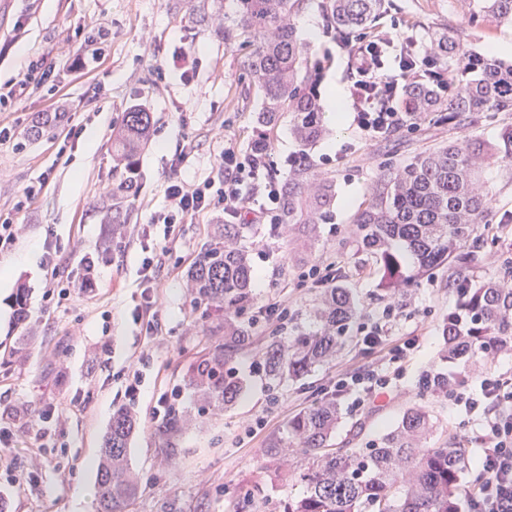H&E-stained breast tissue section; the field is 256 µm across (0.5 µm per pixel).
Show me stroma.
I'll return each instance as SVG.
<instances>
[{
  "label": "stroma",
  "instance_id": "stroma-1",
  "mask_svg": "<svg viewBox=\"0 0 512 512\" xmlns=\"http://www.w3.org/2000/svg\"><path fill=\"white\" fill-rule=\"evenodd\" d=\"M235 13V0H0V83L14 77L21 66L40 57L55 58L62 98L52 102L46 89L26 88L17 109L0 112V122L13 125L15 141L0 143V212L21 224L14 250L0 254V344L29 340L23 360L0 355V427L13 423L16 412L35 416L52 411L50 435L45 441L36 479H29L22 463L33 447L26 435H17L6 458L17 461L15 486L0 488L9 512H95L93 488L103 436L113 413L133 412L139 427L130 441V466L139 492L129 512H283L285 503L303 491L301 485L272 483L265 469L266 446L283 435L290 416L308 408L320 390L330 387L338 369L380 363L389 349L418 337V347L398 364L395 389L363 410L351 413L349 397L336 441L348 448H368L385 434L412 404L429 407L439 421L435 444L450 442L466 448L469 464L460 478L463 492L478 480L480 451L470 437L479 428V414L466 412L420 387L422 379L440 370L441 323L454 309L448 271L441 268L416 285L398 292L400 307L384 347L369 351L355 342L335 364L316 370L298 382L275 384L250 373L260 351L240 361L248 371L249 387L232 406L200 411L182 378L205 348L221 340L216 309L194 306L185 274L210 243L219 215L204 213L176 225L171 236L154 227L142 238L139 227L167 204L166 188L172 176L186 181L219 179L220 155L226 146L241 153L252 150L261 100L247 70L248 47L225 43L221 29ZM313 22L315 31L305 41L321 69L320 104L332 90L348 92L350 74L328 32L321 0H305L295 15L296 29ZM111 31L105 57L90 68L71 70L59 45L76 31L91 34L98 27ZM389 32L412 30L419 44L429 45L440 28L457 33L474 51L490 54L494 44L512 42V26L487 28L473 23L467 0H385L378 20ZM194 48L198 65L192 79L170 67L175 47ZM135 104L154 116L153 138L137 156L138 192L119 200L126 235L110 240L104 209L110 201L99 187L118 178L112 164V125ZM62 107L57 127L31 137L28 130L40 112ZM330 133L312 149L303 150L288 119H281L270 135V162L287 172L288 155L307 154L320 178L336 186L331 223L318 227L319 240L309 257H302L297 231L287 239L268 235L261 224L248 232L257 272V302L282 301L305 325L316 292L301 273L311 265L336 262L345 266L350 286L360 302V319L379 321L384 304L377 300V278L352 243L356 213L367 200L381 167L416 153L469 135L489 139L500 127L512 124V112H489L478 125L462 131L444 120H419L413 129L390 139L364 137L351 110L342 117L324 112ZM81 129L79 139L68 138L70 128ZM48 177L42 193L24 209L15 204L23 190ZM492 192L489 222L481 227L479 271L497 275L504 245L498 224L512 216V167L492 165L483 171ZM54 229L66 247L61 271L80 278L84 259L95 262L94 283L64 304L45 300L51 276L43 265L45 231ZM347 241L337 254L338 241ZM166 246L155 295L158 327L147 333L133 320L141 303L139 267L144 247ZM29 290L27 317L18 320L12 297L18 283ZM110 341V352L101 344ZM148 355L144 384L136 401L123 395L124 372L130 362ZM177 399L193 424L181 436L179 452L165 458L155 434L153 414L160 399ZM261 419L254 435L243 430L245 421Z\"/></svg>",
  "mask_w": 512,
  "mask_h": 512
}]
</instances>
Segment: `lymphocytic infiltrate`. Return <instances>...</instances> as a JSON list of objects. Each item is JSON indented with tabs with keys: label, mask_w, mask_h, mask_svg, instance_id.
<instances>
[{
	"label": "lymphocytic infiltrate",
	"mask_w": 512,
	"mask_h": 512,
	"mask_svg": "<svg viewBox=\"0 0 512 512\" xmlns=\"http://www.w3.org/2000/svg\"><path fill=\"white\" fill-rule=\"evenodd\" d=\"M351 69L354 121L371 138L401 127L406 114L400 102L407 87L436 74L432 54L419 47L407 30L363 40L351 56ZM54 73L55 65L47 58L29 61L15 79L0 84V112L14 111L17 89L31 84L55 94L57 86L51 81ZM221 166L224 177L216 182L172 179L166 188L167 206L153 216L151 224L170 228L203 212L220 214L225 223L236 224L247 213L256 223L268 225L270 235L287 236L288 227L281 219L279 180L266 159L228 147L221 156ZM151 224L141 225L142 236H150ZM479 379L476 394L467 393L464 385L453 379L444 390L455 405L484 414L477 437L482 451L479 485L468 497V512H512V374L483 372ZM392 388L388 367L346 368L336 374L335 390L351 395L350 408L355 412L391 393Z\"/></svg>",
	"instance_id": "obj_1"
}]
</instances>
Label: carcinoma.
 I'll return each mask as SVG.
<instances>
[{
  "label": "carcinoma",
  "mask_w": 512,
  "mask_h": 512,
  "mask_svg": "<svg viewBox=\"0 0 512 512\" xmlns=\"http://www.w3.org/2000/svg\"><path fill=\"white\" fill-rule=\"evenodd\" d=\"M304 0H236L232 24L224 27L226 43L242 41L250 52L248 70L262 98L255 150H267L269 133L282 113L301 146L324 138L315 85L318 64L310 47L299 41L292 22ZM384 0H323L327 27L341 43L375 30ZM473 19L492 27L512 24V0H469ZM433 52L448 70V88L428 82L409 88L407 95L426 117L448 121L456 128L477 124L484 112H512V63L472 52L453 33H432ZM153 133V117L135 105L112 133V157L119 170L135 161ZM512 163V124L492 139L478 143L457 139L425 150L409 160L385 165L376 188L356 217L353 242L371 259L385 297L419 282L429 272L448 266V287L455 309L442 324L443 359L453 365L467 356L501 344L512 348V288L495 276L478 278L476 225L486 223L489 193L482 191L483 167ZM336 203L333 182H316L303 159L282 184V219L298 224L309 246L317 225L326 223ZM251 224H216L212 243L189 273L194 300L224 316V339L191 363L183 376L202 407L222 410L245 392L239 357L251 344L240 321L255 302V269L239 241ZM344 271L317 289L310 310L313 322L292 340L269 337L263 364L265 376L277 382L302 379L336 359L350 340L358 319L352 289ZM459 381V370L425 380L435 394L448 377ZM341 407L336 395L324 394L305 412L288 421L287 435L273 438L267 456L271 479L297 482L302 494L288 500L287 512H458L460 476L467 467L466 450L434 448L430 436L438 426L424 406L404 409L393 428L370 448H334L332 440ZM136 421L130 411L117 410L105 435L99 458L97 512H128L138 482L128 464V442ZM189 427L182 411L170 405L159 433L164 454ZM300 448L304 463H294L288 449Z\"/></svg>",
  "instance_id": "obj_1"
}]
</instances>
